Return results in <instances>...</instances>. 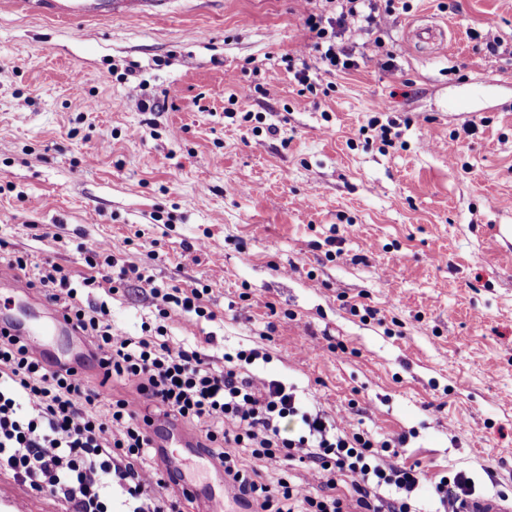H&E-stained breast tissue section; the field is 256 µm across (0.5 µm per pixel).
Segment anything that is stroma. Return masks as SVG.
<instances>
[{"instance_id":"35a3bbf8","label":"stroma","mask_w":512,"mask_h":512,"mask_svg":"<svg viewBox=\"0 0 512 512\" xmlns=\"http://www.w3.org/2000/svg\"><path fill=\"white\" fill-rule=\"evenodd\" d=\"M165 9L64 25L0 0L7 252L84 277L103 247L206 289L214 320L168 336L218 367L259 350L250 373L311 412L405 435L417 512L458 471L512 500V0H393L304 95L298 0ZM426 25L445 38L409 50ZM87 301L130 336L160 322L133 281ZM0 512L65 506L2 471Z\"/></svg>"}]
</instances>
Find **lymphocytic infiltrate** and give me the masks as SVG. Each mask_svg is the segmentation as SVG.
<instances>
[{
	"mask_svg": "<svg viewBox=\"0 0 512 512\" xmlns=\"http://www.w3.org/2000/svg\"><path fill=\"white\" fill-rule=\"evenodd\" d=\"M328 2L321 9L301 0L304 52L313 63L343 73L357 62L338 45V36L380 25L382 14L379 0ZM129 280L163 304V323L153 333L122 335L113 331L105 307L83 305L82 289L111 296ZM38 282L91 338L100 380L89 385L75 367L48 364L24 337L0 330V471L12 472L31 491L51 493L68 512H112L111 488L130 512H181L179 500L155 495L165 480L148 429L151 407L176 422L206 423V448L255 512H414L411 495L427 476L418 465H394L405 436L378 441L332 427L281 382L248 373L256 350L239 351L234 364L218 368L199 348L167 339L166 321L187 313L211 318L202 290L162 288L133 264L78 284L54 264ZM115 379L131 381L134 398L106 395L105 386ZM295 417L306 434H286L283 421ZM247 458L300 462L312 483L303 488L283 478L273 486L257 481L243 464Z\"/></svg>",
	"mask_w": 512,
	"mask_h": 512,
	"instance_id": "1",
	"label": "lymphocytic infiltrate"
}]
</instances>
